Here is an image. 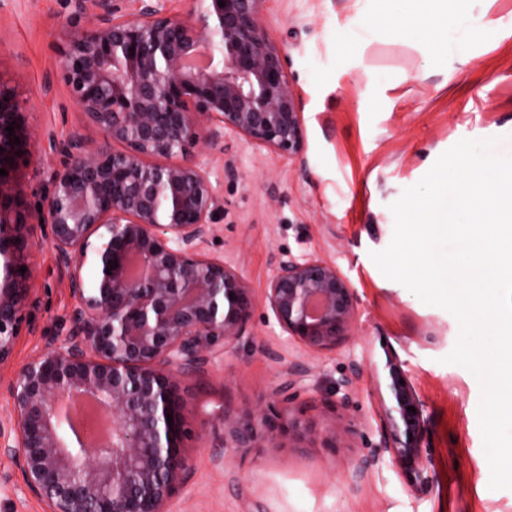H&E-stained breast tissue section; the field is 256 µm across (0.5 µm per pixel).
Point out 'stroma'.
<instances>
[{
  "instance_id": "stroma-1",
  "label": "stroma",
  "mask_w": 512,
  "mask_h": 512,
  "mask_svg": "<svg viewBox=\"0 0 512 512\" xmlns=\"http://www.w3.org/2000/svg\"><path fill=\"white\" fill-rule=\"evenodd\" d=\"M368 0H265L267 32L287 56L302 103L306 150L291 160L235 135L195 146L224 199L204 245L251 290L248 334L223 357L179 380L187 402L189 462L171 512H512V489L490 488L479 427L481 386L446 363L459 324L386 278L372 253L390 244V206L463 139H496L512 155V36L473 32L465 65L437 67L420 49L381 32L351 37ZM70 0H0V79L18 91L38 141L101 133L70 101L58 48L87 28ZM52 156L21 167L32 247L31 295L10 370L0 373V419L8 383L68 321L74 301L39 222ZM314 255L335 264L357 291L358 317L336 350L288 339L264 303L280 259ZM399 361L423 404L428 489L413 486L383 447L387 357ZM308 367L294 404L314 437L282 447L231 448L224 421L267 411L288 367ZM359 366L350 390L338 383ZM373 465L363 476V460Z\"/></svg>"
}]
</instances>
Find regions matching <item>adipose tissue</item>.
I'll use <instances>...</instances> for the list:
<instances>
[{
    "instance_id": "adipose-tissue-1",
    "label": "adipose tissue",
    "mask_w": 512,
    "mask_h": 512,
    "mask_svg": "<svg viewBox=\"0 0 512 512\" xmlns=\"http://www.w3.org/2000/svg\"><path fill=\"white\" fill-rule=\"evenodd\" d=\"M378 10L367 21L377 27L403 12L411 16L408 24L395 26L396 41L419 47L438 62L453 58L468 60V36L464 24L469 18L470 0H376Z\"/></svg>"
}]
</instances>
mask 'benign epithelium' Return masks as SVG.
<instances>
[{"instance_id":"7a95c632","label":"benign epithelium","mask_w":512,"mask_h":512,"mask_svg":"<svg viewBox=\"0 0 512 512\" xmlns=\"http://www.w3.org/2000/svg\"><path fill=\"white\" fill-rule=\"evenodd\" d=\"M262 3L199 0L186 20L167 0H74L91 22L63 42L59 68L104 144L49 141L57 162L40 223L75 304L64 337L10 382L11 412L0 420V452L49 512H166L188 469L178 376L214 358L217 341L229 345L246 333L249 288L202 248L223 200L189 149L218 146L229 132L289 159L304 152L301 102L282 48L265 30ZM0 147L8 172L0 176L3 370L33 304L30 272H19L29 267V247L16 174L38 144L15 89L1 80ZM264 301L282 333L313 351L335 348L358 311L350 280L314 256L281 260ZM386 368L384 448L421 488L429 483L422 404L401 364L389 356ZM306 373L288 369L275 389L284 408L275 414L250 410L224 420V440L262 448L315 435L290 393ZM74 393L109 418L94 453L74 449L59 412Z\"/></svg>"}]
</instances>
